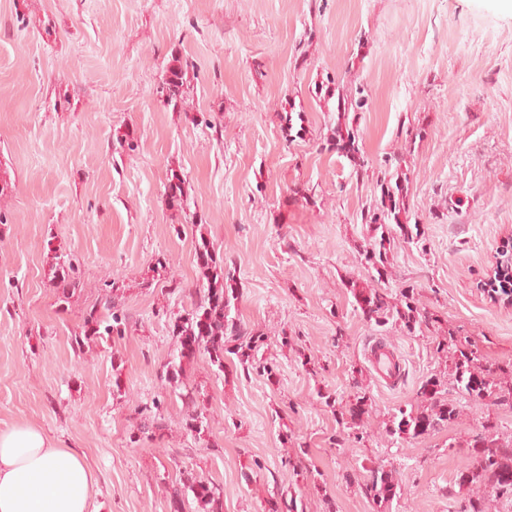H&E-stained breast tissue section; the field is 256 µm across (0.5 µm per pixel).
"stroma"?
Returning a JSON list of instances; mask_svg holds the SVG:
<instances>
[{"mask_svg": "<svg viewBox=\"0 0 512 512\" xmlns=\"http://www.w3.org/2000/svg\"><path fill=\"white\" fill-rule=\"evenodd\" d=\"M187 88L162 87L171 68ZM353 106L338 116L336 100ZM303 133L289 138L288 113ZM358 135L355 168L326 142ZM407 169L408 224L391 293L413 287L440 325L376 326L346 283L369 272L362 214L389 167ZM186 209L169 206L172 174ZM0 430L41 429L98 476V512H170L183 470L218 484L224 512H463L466 443L483 424L512 437V406L461 398L438 433L393 441L389 414L416 404L442 367L437 330L472 336L488 366L512 365V297L483 284L512 237V8L503 0H0ZM305 190L306 200L295 190ZM206 237L238 283V312L267 338V378L205 358L186 381L206 394L210 433L182 435L168 395V313L198 283ZM82 288L59 300L54 248ZM163 276L141 287L156 258ZM119 279L127 332L75 351L83 313ZM293 346L279 347L281 336ZM382 338L402 355L398 389L364 358ZM361 384L369 408L347 427L321 397ZM167 394L166 430L139 446L137 408ZM392 463L401 495L379 510L364 469Z\"/></svg>", "mask_w": 512, "mask_h": 512, "instance_id": "stroma-1", "label": "stroma"}]
</instances>
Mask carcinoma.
<instances>
[{
	"instance_id": "carcinoma-1",
	"label": "carcinoma",
	"mask_w": 512,
	"mask_h": 512,
	"mask_svg": "<svg viewBox=\"0 0 512 512\" xmlns=\"http://www.w3.org/2000/svg\"><path fill=\"white\" fill-rule=\"evenodd\" d=\"M186 85L184 72L171 69L166 81L168 99L180 97ZM331 146L349 158L354 166L364 167L357 133L347 124L336 123ZM408 182L407 172L396 167L380 184L379 202L362 215L365 223L369 224L370 237L358 254L360 262L376 272L379 283L387 276V245L391 244L393 230H399L400 236L409 243L421 237V231H412L410 225L401 220V216L407 213ZM167 198L171 206L184 208L183 180L176 173L169 181ZM195 257L200 285L189 292L188 308L169 316L175 348L165 363L164 380L178 392L186 407V415L181 422L182 432L199 439L206 435L210 425L200 391H189L184 384L187 366L203 356L213 374L219 377L224 374L226 352L236 355L241 366L269 376L273 375L274 365L257 358L264 344V334L248 329L232 315L239 300L236 278L217 260L210 242L203 235L197 243ZM54 259L55 264L51 266L53 278L59 280L62 288L59 300L67 303L79 288L80 281L67 254L56 253ZM346 287L363 316L378 326L390 323L413 335L436 321L433 314L419 306L414 292L408 287L402 289L397 298L392 297L387 289L366 282L352 280ZM116 298L115 294L108 295L86 310L81 333L72 337L76 348H82L89 341L107 342L114 337L125 336L127 317ZM436 351L448 362L449 376L462 395L475 401L488 400L494 405L512 404V366L486 367L477 345L452 327L440 337ZM353 389V398L343 407L344 415L352 424L367 412L368 406L366 392L362 391L359 383H353ZM163 404L164 401L157 398L151 405L138 408L140 421L129 435L130 444L136 446L166 428L160 413ZM460 413L459 406L445 397L444 381L434 375L421 388L417 406L409 411L400 408L390 414L385 422V432L396 440L416 439L456 420ZM467 445L469 457L458 470V484H479L484 487V495L477 502H469L464 512H486L484 501L512 497V439L502 440L492 431V426L485 425ZM365 479L366 492L381 507L389 505L401 494L396 471L383 462L367 469ZM169 495L171 512H224L221 488L191 470L181 473L179 483L171 486ZM193 503L197 508H191Z\"/></svg>"
}]
</instances>
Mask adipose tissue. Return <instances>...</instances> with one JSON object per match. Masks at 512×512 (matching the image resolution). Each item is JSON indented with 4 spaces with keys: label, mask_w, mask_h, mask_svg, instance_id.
<instances>
[{
    "label": "adipose tissue",
    "mask_w": 512,
    "mask_h": 512,
    "mask_svg": "<svg viewBox=\"0 0 512 512\" xmlns=\"http://www.w3.org/2000/svg\"><path fill=\"white\" fill-rule=\"evenodd\" d=\"M96 488L84 459L42 431H0V512H97Z\"/></svg>",
    "instance_id": "1"
}]
</instances>
